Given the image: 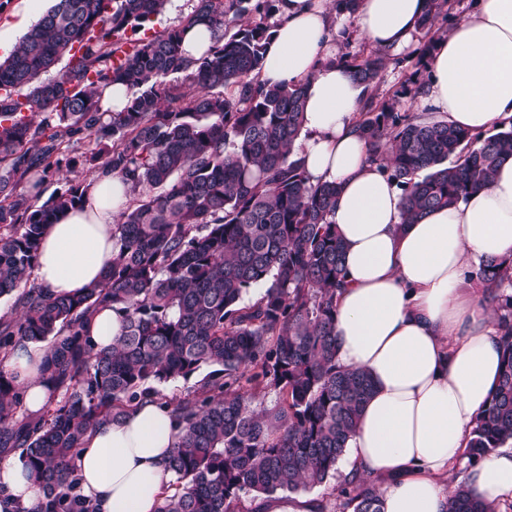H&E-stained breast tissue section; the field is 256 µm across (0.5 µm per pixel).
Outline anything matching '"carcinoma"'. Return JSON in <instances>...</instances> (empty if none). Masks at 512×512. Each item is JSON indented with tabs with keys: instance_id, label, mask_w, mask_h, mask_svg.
I'll return each instance as SVG.
<instances>
[{
	"instance_id": "cac0c4a2",
	"label": "carcinoma",
	"mask_w": 512,
	"mask_h": 512,
	"mask_svg": "<svg viewBox=\"0 0 512 512\" xmlns=\"http://www.w3.org/2000/svg\"><path fill=\"white\" fill-rule=\"evenodd\" d=\"M170 0H54L0 62V451L19 448L41 485L38 512H94L78 493L84 436L143 401L182 426L168 459L175 482L157 512H255L243 506L278 491L322 486L355 434L373 393L362 370L336 361L343 245L328 220L337 187L314 184L294 159L304 87L261 81L278 0H197L181 23L147 34ZM424 65L450 0H428ZM215 44L188 61L183 30L198 22ZM391 55L348 61L368 98L357 129L403 191L402 223L451 207L486 186L512 159V121L471 134L446 119L396 111L373 88ZM120 81L119 112L99 97ZM89 140L73 156L71 146ZM41 199L42 185L61 169ZM132 183L112 233V264L99 285L71 297L36 284L45 226L81 206L98 171ZM481 302L499 325L500 377L478 412L461 457L471 466L512 444V258L477 273ZM264 292L243 302L250 289ZM119 306L122 334L96 348L88 317ZM43 343L46 412L25 414L5 368L19 341ZM211 371L191 394L168 399L150 383ZM272 391V407L252 405ZM316 512H383L382 492L354 475ZM448 512H498L467 482Z\"/></svg>"
}]
</instances>
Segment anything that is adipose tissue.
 I'll list each match as a JSON object with an SVG mask.
<instances>
[{"label": "adipose tissue", "instance_id": "obj_1", "mask_svg": "<svg viewBox=\"0 0 512 512\" xmlns=\"http://www.w3.org/2000/svg\"><path fill=\"white\" fill-rule=\"evenodd\" d=\"M427 8L428 0H360L353 18L374 48L395 53L419 34ZM277 16L262 77L305 87L295 155L313 182L338 188L329 220L343 242L347 286L337 305V360L373 383L347 469L386 479L383 512H448V477L500 371L497 320L466 276L512 256V160L457 205L403 223L401 189L369 162L355 129L366 93L336 58L330 0H279ZM427 72V111L472 133L512 119V0H479L435 44ZM130 196L124 177L97 173L84 208L47 226L36 283L59 296L97 286ZM45 355L44 344L24 340L7 362L35 418L49 396ZM178 439L174 417L153 403L97 427L76 461L82 495L98 512H156ZM466 481L487 503L512 500V450L470 468ZM42 497L21 452L0 457V512H33Z\"/></svg>", "mask_w": 512, "mask_h": 512}]
</instances>
